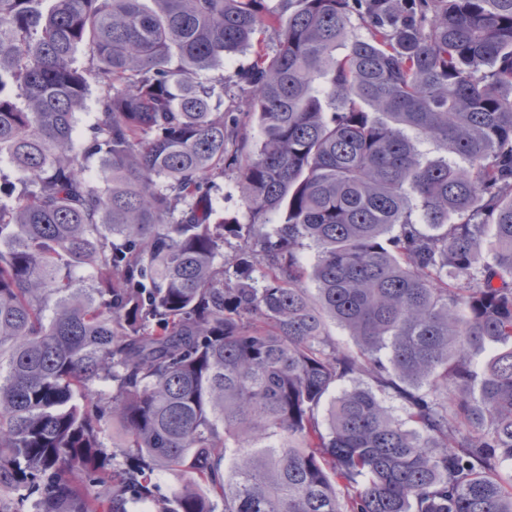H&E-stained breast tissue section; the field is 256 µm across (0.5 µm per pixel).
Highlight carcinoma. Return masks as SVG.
Here are the masks:
<instances>
[{"label": "carcinoma", "mask_w": 512, "mask_h": 512, "mask_svg": "<svg viewBox=\"0 0 512 512\" xmlns=\"http://www.w3.org/2000/svg\"><path fill=\"white\" fill-rule=\"evenodd\" d=\"M281 2L0 0V503L512 512V0ZM251 55L249 53H238L229 57H224V61H222L219 65L205 71L201 75V79L205 82L206 85H216V91H219V82L223 81L224 78V95H223V104L221 105V110L224 111L232 105L233 97H238L242 95L240 87L236 85L234 82H229L227 80L228 76H234L235 74H240L246 71L251 64ZM216 182L218 187L213 190L212 196L219 209L224 211V224H248L249 214L243 201L237 172L228 170L224 173V178Z\"/></svg>", "instance_id": "obj_1"}]
</instances>
